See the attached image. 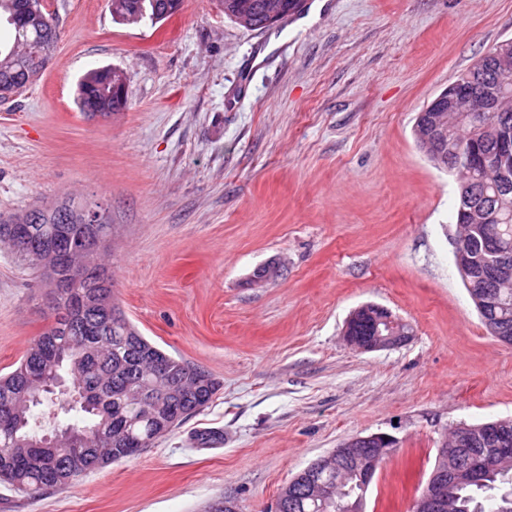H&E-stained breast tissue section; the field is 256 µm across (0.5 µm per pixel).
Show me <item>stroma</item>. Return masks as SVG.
<instances>
[{"label": "stroma", "mask_w": 512, "mask_h": 512, "mask_svg": "<svg viewBox=\"0 0 512 512\" xmlns=\"http://www.w3.org/2000/svg\"><path fill=\"white\" fill-rule=\"evenodd\" d=\"M269 29L185 0L156 24L107 0H45L57 49L0 100V213L74 199L112 224L115 297L151 342L219 390L139 455L0 512H268L280 488L356 435L397 440L366 512H412L446 429L512 417V345L488 335L454 262L457 182L417 112L497 43L512 0H306ZM114 66L127 107L92 120L78 81ZM276 261L282 274L258 283ZM33 272L0 247V373L47 327ZM413 328L343 340L359 306ZM203 430L222 442L200 446ZM368 306L357 309L347 321L344 340L351 349L360 353L391 349L406 343L411 338L412 332H406L403 329V325L410 327L407 322L392 315L388 316V312L383 307ZM364 323L367 328L362 327L360 330L362 336H358V324Z\"/></svg>", "instance_id": "stroma-1"}]
</instances>
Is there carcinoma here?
Instances as JSON below:
<instances>
[{
	"mask_svg": "<svg viewBox=\"0 0 512 512\" xmlns=\"http://www.w3.org/2000/svg\"><path fill=\"white\" fill-rule=\"evenodd\" d=\"M267 0H218L224 17L247 30L270 27L265 11ZM34 6L42 21L30 23L20 17L23 9ZM183 0H110L113 18L123 24L129 18L156 24L166 21L182 9ZM16 14L11 23L12 35L0 40V99L19 92L27 85L25 77L34 56L43 55L47 63L54 51L58 34L53 14L43 0H0V20ZM456 81L477 83L493 89L494 77L468 70ZM111 95V86L104 84L102 71L88 73L79 83L76 105L80 111L94 108L107 116L125 107ZM494 119L505 134L512 135V102L497 104ZM435 101L418 113L415 136L433 123ZM472 112L448 113V124L435 149L420 145L433 164L451 172L459 194L456 223H468V212L480 207L490 217L487 232L470 231L463 244L471 248L469 257L478 264L492 258L486 242L504 241L511 248L512 222L502 221L504 213L512 215V183L501 185L491 180L463 183L460 166L455 163L459 146L474 144L487 157L494 155V134L476 130ZM13 216L0 215V244L8 246L17 261L33 271L46 285L59 276L68 281V288L58 293L45 289L50 324L30 345L13 369L0 375V483L17 494L35 499L49 490H66L87 472L134 457L149 448L187 417L205 409L219 390V382L208 371L182 358H175L148 341L114 304L112 277L104 265L96 262L107 252L109 236L103 224H77L61 218L60 210H48L41 224H26L22 238H8V221ZM70 244V260L50 269L44 261L55 242ZM501 305L485 309L484 317L493 322L487 329L491 336L502 332L512 336V284L500 289ZM107 301L118 317L112 328H100L98 315L86 310V303ZM63 378L71 391L89 389L91 401L68 400L46 389ZM54 408V415L68 417V422L55 421L51 428H42L34 409L42 404ZM70 428L82 435L77 448L79 464H71L68 441L62 442L58 463L50 470L39 465L41 450L13 442L14 436L38 439L55 429ZM358 477L346 471L347 496L325 502L315 500L306 484L291 479L288 483L284 512H347L348 505L358 500ZM512 484V463L490 465L482 482L459 481L450 489L451 512H485L481 498L496 501L494 512H512V489L495 495L500 485Z\"/></svg>",
	"mask_w": 512,
	"mask_h": 512,
	"instance_id": "carcinoma-1",
	"label": "carcinoma"
}]
</instances>
